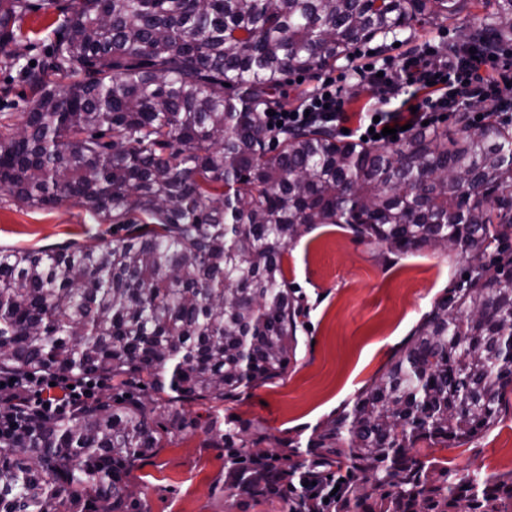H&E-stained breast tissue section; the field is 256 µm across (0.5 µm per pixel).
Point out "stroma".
<instances>
[{
    "label": "stroma",
    "instance_id": "stroma-1",
    "mask_svg": "<svg viewBox=\"0 0 512 512\" xmlns=\"http://www.w3.org/2000/svg\"><path fill=\"white\" fill-rule=\"evenodd\" d=\"M489 16L476 2L460 19L443 26L378 37L359 48L386 61L389 76L395 78L407 52L430 43L437 46L439 61H447L461 24L483 25ZM6 59L0 52V89L10 90L0 100V122L16 127L29 91ZM131 222L128 216L101 221L73 201L53 209L30 208L0 191V246L44 249L97 238L112 242L127 235ZM466 268L465 259L452 251L399 255L356 240L341 225L310 230L284 257L286 276L309 307V327L301 331L296 355L283 376L225 400V416L261 425L269 449L282 440L307 441L316 426L386 370L422 317ZM433 454L462 473L473 460L481 462L484 477L512 472V400L489 429ZM123 480L134 491L129 512H274L271 506L249 503L227 508L224 451L207 447L199 430L171 434L163 448L137 461Z\"/></svg>",
    "mask_w": 512,
    "mask_h": 512
}]
</instances>
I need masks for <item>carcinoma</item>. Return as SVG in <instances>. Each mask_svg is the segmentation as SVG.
<instances>
[{"mask_svg": "<svg viewBox=\"0 0 512 512\" xmlns=\"http://www.w3.org/2000/svg\"><path fill=\"white\" fill-rule=\"evenodd\" d=\"M473 0H68L35 66L19 128L0 124V190L28 207L71 199L127 236L0 248V371L144 385L147 401L31 412L0 437V512H124L122 470L200 429L224 449V489L280 512H322L293 478L340 480L333 512H512V472L481 478L419 456L496 421L512 388V128L416 130L392 150L325 126L267 143L261 112L288 75L336 65L354 44ZM450 51L512 43V0ZM57 0H0V48ZM68 80L66 90L57 79ZM339 224L392 253L452 240L468 263L386 370L309 436L260 447L264 429L217 403L281 378L308 308L288 247ZM170 428L149 424L154 401ZM209 402L188 417L182 402Z\"/></svg>", "mask_w": 512, "mask_h": 512, "instance_id": "obj_1", "label": "carcinoma"}]
</instances>
